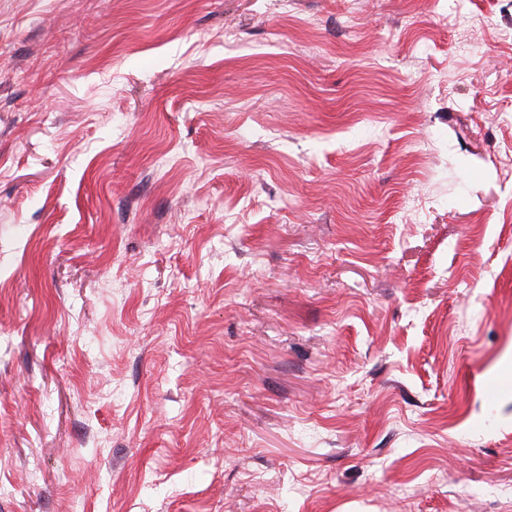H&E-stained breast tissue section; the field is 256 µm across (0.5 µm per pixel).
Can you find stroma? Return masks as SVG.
Masks as SVG:
<instances>
[{
  "label": "stroma",
  "mask_w": 512,
  "mask_h": 512,
  "mask_svg": "<svg viewBox=\"0 0 512 512\" xmlns=\"http://www.w3.org/2000/svg\"><path fill=\"white\" fill-rule=\"evenodd\" d=\"M512 0H0V512H512Z\"/></svg>",
  "instance_id": "35a3bbf8"
}]
</instances>
